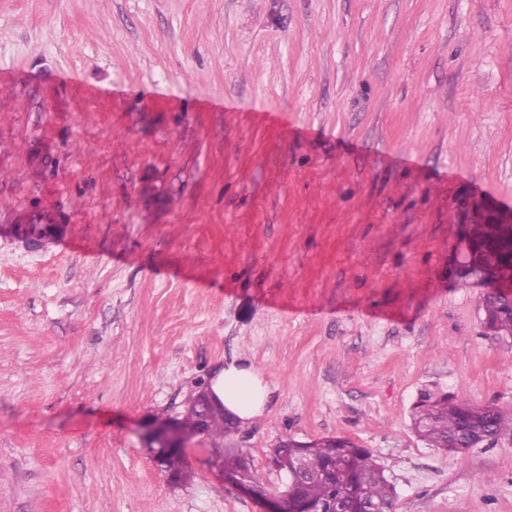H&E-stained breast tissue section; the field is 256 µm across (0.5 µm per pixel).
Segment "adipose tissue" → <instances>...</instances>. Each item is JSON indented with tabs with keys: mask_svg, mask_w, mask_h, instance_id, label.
<instances>
[{
	"mask_svg": "<svg viewBox=\"0 0 512 512\" xmlns=\"http://www.w3.org/2000/svg\"><path fill=\"white\" fill-rule=\"evenodd\" d=\"M211 391L240 422L264 413L267 387L253 369L229 364L214 378Z\"/></svg>",
	"mask_w": 512,
	"mask_h": 512,
	"instance_id": "ef3b65f1",
	"label": "adipose tissue"
}]
</instances>
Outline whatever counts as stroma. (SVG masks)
<instances>
[{
	"label": "stroma",
	"mask_w": 512,
	"mask_h": 512,
	"mask_svg": "<svg viewBox=\"0 0 512 512\" xmlns=\"http://www.w3.org/2000/svg\"><path fill=\"white\" fill-rule=\"evenodd\" d=\"M465 198L512 213V0H0V512H266L209 439L179 488L142 440L234 361L271 492L336 436L396 512H512V442L411 426L425 389L512 413ZM59 213L60 211L54 206L33 214L22 212L18 216L17 224L25 226L26 238L36 237L38 241H42L45 237V229L41 226L65 224L60 220Z\"/></svg>",
	"instance_id": "35a3bbf8"
}]
</instances>
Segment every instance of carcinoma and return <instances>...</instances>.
<instances>
[{
    "instance_id": "cac0c4a2",
    "label": "carcinoma",
    "mask_w": 512,
    "mask_h": 512,
    "mask_svg": "<svg viewBox=\"0 0 512 512\" xmlns=\"http://www.w3.org/2000/svg\"><path fill=\"white\" fill-rule=\"evenodd\" d=\"M471 237L477 245L474 260L478 265L488 270L503 268L505 255L498 247L487 244L491 234L483 223L473 224ZM480 304L485 313L498 321V337H512V303L484 293ZM473 407L464 398L425 393L414 408V429L427 444L447 451L454 444L468 449L493 446L507 437L512 439V414L489 406L475 416L471 413ZM201 425L214 442L242 427L221 410L210 411L203 423L193 410L181 419L182 429L189 436L196 434ZM280 453L287 460H305L314 472L308 478L288 483V512H354L364 503L380 505L385 510L395 507V490L373 462L370 451L350 440L325 437L303 448H282ZM224 464L236 470L242 482L265 489L262 476L252 467L242 465V459L226 457Z\"/></svg>"
}]
</instances>
